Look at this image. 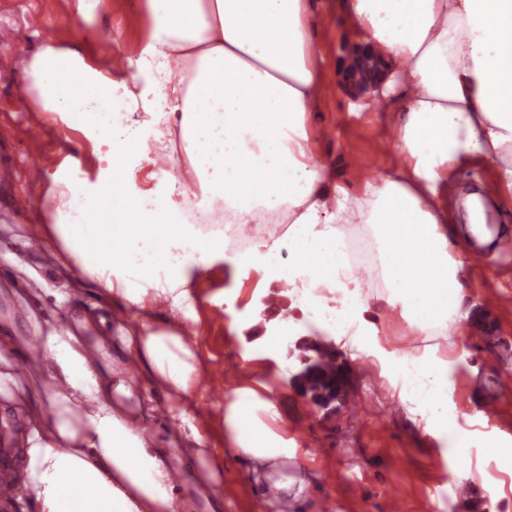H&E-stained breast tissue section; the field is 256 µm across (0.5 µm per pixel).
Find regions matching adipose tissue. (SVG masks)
<instances>
[{
    "label": "adipose tissue",
    "instance_id": "ef3b65f1",
    "mask_svg": "<svg viewBox=\"0 0 512 512\" xmlns=\"http://www.w3.org/2000/svg\"><path fill=\"white\" fill-rule=\"evenodd\" d=\"M152 30L130 44L153 75L143 101L161 136L203 145L197 194L221 196L251 213L267 202L290 225L298 256L288 279L323 282L310 296L314 315L333 311L344 336H362L370 300L336 243L340 224H365L383 244L386 302L427 338H447L462 318V266L448 237L439 189L474 158L495 165L512 190V0H338L336 15L362 37L354 65L367 80L358 91L371 107L397 115L402 162L380 182L351 194L327 167L308 162L307 121L322 85L313 32L314 0H146ZM32 67L41 104L66 112L76 88L87 92L89 120L106 178L81 177L76 160L64 210L47 217L76 262L117 307L137 309L125 337L139 372L191 402L202 363L179 326L157 307L187 313L198 278L224 257V244L195 237L179 223L181 203L148 190H128L138 171L112 169L116 131L126 118L107 112L115 96L110 74L79 72L76 57L48 46ZM347 286L344 298L335 290ZM50 363L58 391L49 399V430L31 429L22 489L37 512H193L173 477L181 450L135 423L113 394L129 395L113 370H102L84 340L67 330L33 339ZM273 405L250 388L235 390L224 415L234 456L247 459L258 488L299 449L272 428Z\"/></svg>",
    "mask_w": 512,
    "mask_h": 512
}]
</instances>
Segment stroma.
I'll use <instances>...</instances> for the list:
<instances>
[{"instance_id": "obj_1", "label": "stroma", "mask_w": 512, "mask_h": 512, "mask_svg": "<svg viewBox=\"0 0 512 512\" xmlns=\"http://www.w3.org/2000/svg\"><path fill=\"white\" fill-rule=\"evenodd\" d=\"M327 13L319 20L316 47L323 59L324 85L313 103L309 126L314 164H328L334 180L351 193L365 182L383 177L398 160L393 118L362 107L340 81L354 49L347 28L329 14L336 0H321ZM0 56L14 57L11 70H0V164L13 176L0 182V337L17 347L29 338L68 329L87 345L115 355L121 337L138 321L134 310H114L76 264L61 262L63 247L45 218L42 203L61 205L64 185L53 177L67 157L78 159L88 180H96L99 162L92 143L77 126L42 111L36 91L16 100L14 86L24 76L30 57L45 46L74 52L90 68L111 72L115 82L138 94L143 78L125 44L146 39L150 19L145 0H0ZM476 183L490 202L493 221L512 235V194L496 172L474 164L458 171L444 190L449 234L459 243L460 275L466 285L463 319L449 325L444 339L429 340L386 303L380 273L366 270L364 292L370 295L375 331L347 340L327 330L339 362L347 366L344 393L361 403L318 410L292 378L309 356L307 346L279 340L270 346L274 323L295 326L296 336L316 338L315 319L287 281L234 266L236 250L225 249L194 291V307L175 322L190 334V343L209 373L222 374L221 387L199 386L191 405L166 394L156 383L129 376L132 396L124 402L132 413L148 407L156 412L148 425L158 437L183 439L179 415L190 409L207 447L224 459V472L214 490L224 499V512H273L253 486L243 462L231 452L224 430V407L236 389L248 387L274 401L287 434L305 445L308 490L289 499L290 512H392L399 497L401 512H512V365H501L503 346L512 345V305L495 310L493 330L478 318L497 293L512 295V256L471 244L462 189ZM32 206L14 213L17 198ZM42 241L28 253V238ZM237 298V319L224 312L225 296ZM415 360L428 357L447 372L448 409L433 430L414 420L413 405L399 393L408 383L400 376L392 353ZM46 369L19 377L17 386L0 393V468L22 472L25 439L33 425L48 429L50 415L34 419L30 407L48 401ZM470 484L468 498L451 497L454 486ZM497 497H490L487 486Z\"/></svg>"}]
</instances>
